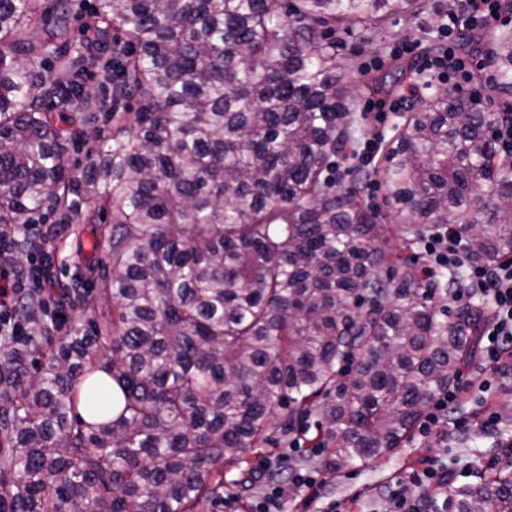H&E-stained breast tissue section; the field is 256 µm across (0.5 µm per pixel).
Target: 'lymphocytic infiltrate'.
Segmentation results:
<instances>
[{
  "mask_svg": "<svg viewBox=\"0 0 512 512\" xmlns=\"http://www.w3.org/2000/svg\"><path fill=\"white\" fill-rule=\"evenodd\" d=\"M464 36L463 25L449 21L442 31L445 48L432 57H421L418 43L397 42L392 50L394 58H421L423 70L437 77L455 81L456 85L470 84L473 80L471 60L458 54L456 43ZM34 243L35 256L25 263L17 261L19 239ZM464 240L458 233L439 228L430 230L425 238L424 254L430 267L462 270L460 282L452 290L463 303L481 298L490 310L480 328L481 352L493 375L501 379L512 378V261L501 263H473L466 261ZM51 250L50 241L39 224L0 225V339L7 336H24L28 330L17 314V308L30 290L48 285L38 273L46 255ZM464 387L453 386L430 407L419 426L421 435L427 436L451 424L459 434L479 428L494 431L500 428L503 417L493 408L480 413L464 415L458 405ZM448 485L447 472L434 466L411 471L408 478L395 482L386 495V512H440L439 492ZM322 486L317 476L308 472L289 470L286 477L273 482L256 505V512H283L289 497L299 496L301 512H311V506L320 496Z\"/></svg>",
  "mask_w": 512,
  "mask_h": 512,
  "instance_id": "1",
  "label": "lymphocytic infiltrate"
}]
</instances>
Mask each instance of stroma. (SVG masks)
<instances>
[{
  "instance_id": "35a3bbf8",
  "label": "stroma",
  "mask_w": 512,
  "mask_h": 512,
  "mask_svg": "<svg viewBox=\"0 0 512 512\" xmlns=\"http://www.w3.org/2000/svg\"><path fill=\"white\" fill-rule=\"evenodd\" d=\"M447 17L442 12H425L415 17L392 15L384 24L359 28L354 32H337L336 50L349 59L345 80L348 85L359 89L361 96H368L365 87L366 75L361 74V63L371 57L381 58L382 73H395L397 82L403 83L415 76L417 65L408 62L400 69H393L389 62L390 50L401 39L410 38L428 45L440 40V29ZM56 274L58 280L67 281L89 262L108 263L109 255L104 247L98 246L91 231H84L80 237H63L55 241ZM492 373L480 357L462 366L460 384L471 385L463 403L467 412L478 411L483 403H491L506 419L498 435L481 432L462 436L444 428L442 432L421 437L412 433L409 438L393 451L382 455L369 464L353 465L337 470L333 467L336 445L329 440H317L316 434L324 424L320 414H312L288 432L275 429L269 443L262 449H246L241 464L224 470V501L218 505L198 507L197 512H255L256 503L264 491L265 480L258 467L260 459L268 457L278 460L287 456L292 441H299L298 462L305 468L319 472L325 480L323 496L340 504L343 512H381L383 496L391 482L406 478L420 468L422 461L429 460L454 474L456 482H465L477 465H484L494 455L496 437L512 436V383H499L487 394L477 393V386L491 380Z\"/></svg>"
}]
</instances>
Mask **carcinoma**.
I'll return each instance as SVG.
<instances>
[{
	"mask_svg": "<svg viewBox=\"0 0 512 512\" xmlns=\"http://www.w3.org/2000/svg\"><path fill=\"white\" fill-rule=\"evenodd\" d=\"M38 2L0 0V224L54 215L77 235L108 209L95 234L112 266L86 267L92 293L79 278L26 301L30 329L58 343L4 341L0 512H196L224 499L220 465L316 409L338 470L399 447L457 382L484 306L436 319L388 225L336 188L356 90L319 40L435 4L100 0L75 49L68 9L34 37ZM489 62L512 96V36ZM96 66L115 125L75 172L64 156L95 119L82 77ZM499 120L446 92L378 144L372 174L412 243L451 224L477 240L472 261L512 254V205L485 206L512 200ZM494 452L448 486L451 512H512V443Z\"/></svg>",
	"mask_w": 512,
	"mask_h": 512,
	"instance_id": "cac0c4a2",
	"label": "carcinoma"
}]
</instances>
